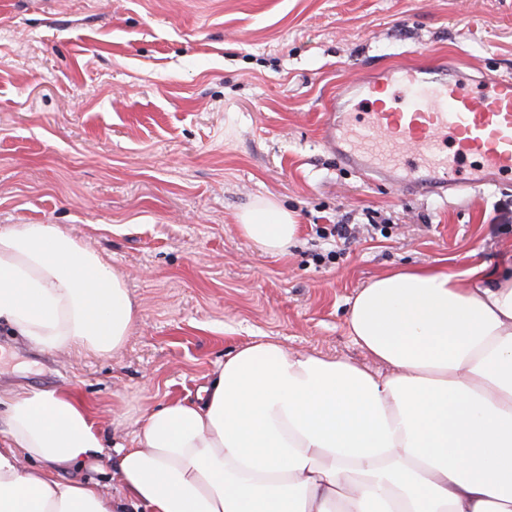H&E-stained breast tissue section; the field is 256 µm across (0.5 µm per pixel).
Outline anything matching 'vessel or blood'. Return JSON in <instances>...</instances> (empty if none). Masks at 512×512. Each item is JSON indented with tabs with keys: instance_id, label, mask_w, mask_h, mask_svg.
I'll list each match as a JSON object with an SVG mask.
<instances>
[{
	"instance_id": "obj_1",
	"label": "vessel or blood",
	"mask_w": 512,
	"mask_h": 512,
	"mask_svg": "<svg viewBox=\"0 0 512 512\" xmlns=\"http://www.w3.org/2000/svg\"><path fill=\"white\" fill-rule=\"evenodd\" d=\"M324 145L368 180L444 194L512 177V79L383 67L321 116Z\"/></svg>"
}]
</instances>
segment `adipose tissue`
Returning <instances> with one entry per match:
<instances>
[{"instance_id": "1", "label": "adipose tissue", "mask_w": 512, "mask_h": 512, "mask_svg": "<svg viewBox=\"0 0 512 512\" xmlns=\"http://www.w3.org/2000/svg\"><path fill=\"white\" fill-rule=\"evenodd\" d=\"M287 255L299 226L275 199L238 216ZM0 320L47 351H121L139 309L124 277L55 224L0 227ZM387 372L272 339L237 347L196 401L164 403L117 446L122 497L66 471L101 454L69 391L0 414V512H512V269L394 270L347 315Z\"/></svg>"}]
</instances>
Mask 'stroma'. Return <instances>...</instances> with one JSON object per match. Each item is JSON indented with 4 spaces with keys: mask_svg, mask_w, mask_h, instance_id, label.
I'll use <instances>...</instances> for the list:
<instances>
[{
    "mask_svg": "<svg viewBox=\"0 0 512 512\" xmlns=\"http://www.w3.org/2000/svg\"><path fill=\"white\" fill-rule=\"evenodd\" d=\"M453 63L512 78V0H0V226L56 224L121 272L140 309L119 353H46L0 323V397L74 390L111 483L115 445L192 401L234 348L268 336L381 370L348 335L349 300L400 267L512 256V179L439 198L345 170L320 114L368 70ZM275 197L287 255L243 239ZM387 225L331 263L324 228ZM238 220L242 237L271 255H287L299 231L295 215L272 198L256 199L238 215Z\"/></svg>",
    "mask_w": 512,
    "mask_h": 512,
    "instance_id": "35a3bbf8",
    "label": "stroma"
}]
</instances>
